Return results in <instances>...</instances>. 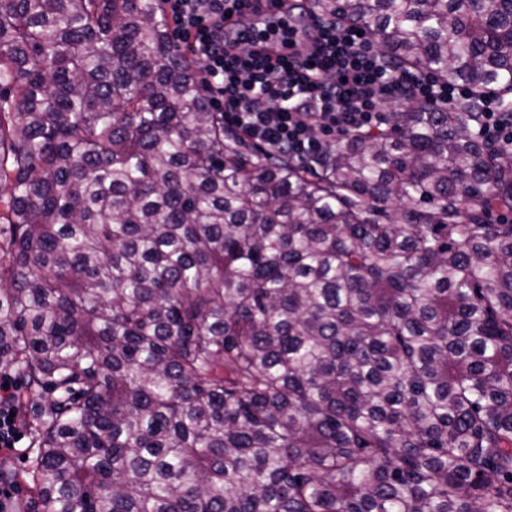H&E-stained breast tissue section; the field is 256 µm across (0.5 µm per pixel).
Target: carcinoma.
<instances>
[{
  "instance_id": "carcinoma-1",
  "label": "carcinoma",
  "mask_w": 512,
  "mask_h": 512,
  "mask_svg": "<svg viewBox=\"0 0 512 512\" xmlns=\"http://www.w3.org/2000/svg\"><path fill=\"white\" fill-rule=\"evenodd\" d=\"M468 97L244 151L159 0H0V373L40 512H512V0H310ZM499 97L490 94L483 102L480 121L477 123L475 133L482 140L498 147L509 146L512 149V115L505 116L500 112Z\"/></svg>"
}]
</instances>
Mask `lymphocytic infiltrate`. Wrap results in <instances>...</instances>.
<instances>
[{
  "label": "lymphocytic infiltrate",
  "mask_w": 512,
  "mask_h": 512,
  "mask_svg": "<svg viewBox=\"0 0 512 512\" xmlns=\"http://www.w3.org/2000/svg\"><path fill=\"white\" fill-rule=\"evenodd\" d=\"M177 47L199 63V85L224 123L242 138L303 161L319 151L323 135L371 128L387 101L451 105L464 86L424 72L383 64L359 26L299 17L288 4L286 20L272 28L249 17L247 0H162ZM260 30L261 48L243 47L242 27ZM487 95L475 133L512 146V115Z\"/></svg>",
  "instance_id": "lymphocytic-infiltrate-1"
}]
</instances>
